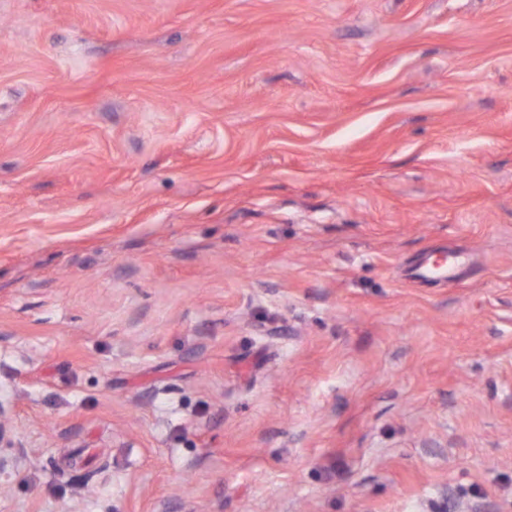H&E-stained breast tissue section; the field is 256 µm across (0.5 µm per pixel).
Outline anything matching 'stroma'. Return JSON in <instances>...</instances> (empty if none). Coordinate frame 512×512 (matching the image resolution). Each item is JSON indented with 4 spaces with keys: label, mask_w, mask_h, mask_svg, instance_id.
I'll return each mask as SVG.
<instances>
[{
    "label": "stroma",
    "mask_w": 512,
    "mask_h": 512,
    "mask_svg": "<svg viewBox=\"0 0 512 512\" xmlns=\"http://www.w3.org/2000/svg\"><path fill=\"white\" fill-rule=\"evenodd\" d=\"M0 404V512H512V0H0Z\"/></svg>",
    "instance_id": "stroma-1"
}]
</instances>
